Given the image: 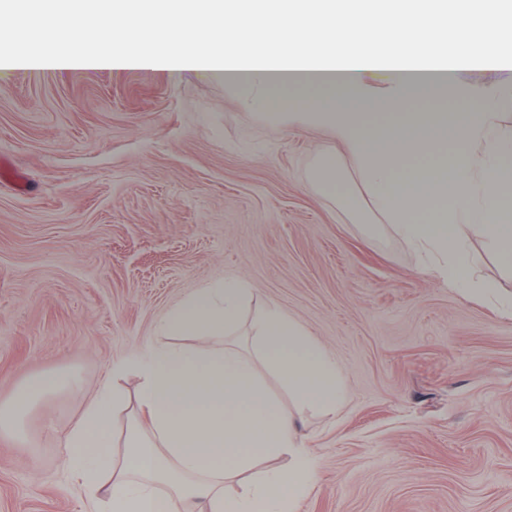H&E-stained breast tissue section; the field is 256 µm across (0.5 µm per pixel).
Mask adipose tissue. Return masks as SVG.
Masks as SVG:
<instances>
[{
	"instance_id": "1",
	"label": "adipose tissue",
	"mask_w": 512,
	"mask_h": 512,
	"mask_svg": "<svg viewBox=\"0 0 512 512\" xmlns=\"http://www.w3.org/2000/svg\"><path fill=\"white\" fill-rule=\"evenodd\" d=\"M274 0H213L204 10L174 12L177 52L200 76L224 79L265 104L268 121L283 114L329 129L351 157L364 186L325 182L341 206L371 211L429 257L431 272L451 285L484 294L492 283L472 277L467 241L488 243L512 264V84L464 82L449 98L458 117L423 112L426 89L470 66H501L512 51V0H297L288 31L256 55L229 42L222 55L221 22L234 30L262 27ZM463 12L471 22L454 33L437 25L442 13ZM383 68L382 91L364 81ZM355 85L351 99L298 96L305 86ZM248 289L233 280L201 289L164 318L166 342L145 349L133 365L137 386L123 394L103 385L82 415L57 433L63 463L87 498L105 512H154L166 500L171 512H295L313 477L297 438V417L260 377L273 371L299 408L335 410L343 393L340 370L304 326L277 307L264 309L252 349L225 343ZM201 335L205 348L170 344L173 336ZM78 378L57 374L24 385L0 404V432L22 435L30 406ZM125 408L122 426L113 415Z\"/></svg>"
}]
</instances>
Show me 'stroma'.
Listing matches in <instances>:
<instances>
[{"mask_svg": "<svg viewBox=\"0 0 512 512\" xmlns=\"http://www.w3.org/2000/svg\"><path fill=\"white\" fill-rule=\"evenodd\" d=\"M328 164L354 179L324 129L269 125L220 79L0 67V403L82 383L0 433V512H92L57 432L227 279L252 290L238 335L277 306L342 372L334 413L300 412L314 477L296 512H512V269L475 239L499 301L449 287L318 187ZM79 387L80 381L71 374L51 375L28 382L10 403L0 404V432L22 436L24 417L34 402L47 399L60 390H78Z\"/></svg>", "mask_w": 512, "mask_h": 512, "instance_id": "1", "label": "stroma"}]
</instances>
